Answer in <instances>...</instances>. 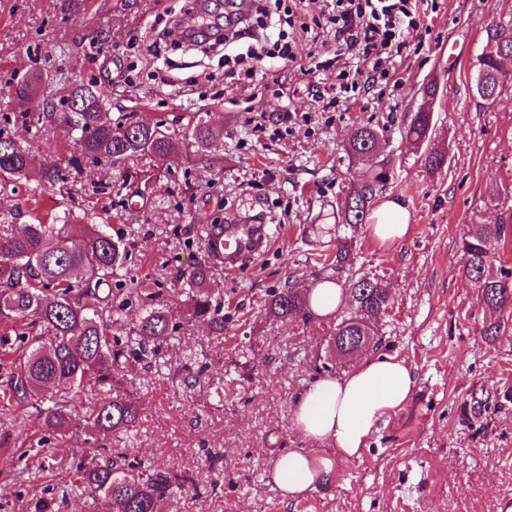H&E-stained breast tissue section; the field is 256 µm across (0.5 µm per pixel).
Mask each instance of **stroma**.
<instances>
[{
  "instance_id": "stroma-1",
  "label": "stroma",
  "mask_w": 512,
  "mask_h": 512,
  "mask_svg": "<svg viewBox=\"0 0 512 512\" xmlns=\"http://www.w3.org/2000/svg\"><path fill=\"white\" fill-rule=\"evenodd\" d=\"M203 10L222 15L228 0H138L130 14L116 0H90L78 15L60 13L55 0H0V116L9 118L0 134L31 146L42 163L67 165L77 132L19 119L50 99L65 109L50 84L25 103L11 98L31 70L96 80L116 122L155 115L179 128L201 117L224 130L204 153L183 139L167 166L141 164L151 189L133 208L114 188L111 166L87 158L63 185L33 176L0 193V224H48L68 208L108 225L129 251L113 288H147L172 301L173 337L120 376L121 391L140 405L128 433L132 455L202 475L178 512H512V319L495 342L483 339L484 310L462 251L480 225H512V58L496 102L475 93L490 34L512 28V0H420L419 29L391 55V83L365 85L327 110L319 96L335 92L336 75L309 71L305 58L231 85L223 52L202 56L158 39L184 13ZM89 29L106 32V44L83 42ZM430 82L438 88L430 144L447 155L434 173L407 138ZM362 125L379 130L377 158L388 171L376 203L399 200L410 212L412 231L395 243H380L368 225L338 221L362 172L347 151ZM245 220L264 225L269 243L237 270L213 268L208 287L224 301L218 334L192 316L181 273L205 259V226ZM341 241L352 264L337 283L365 275L391 292L376 325L381 344L360 359H403L417 382L408 402L378 423L361 458L336 457L331 486L286 503L269 470L278 452L301 444L295 399L358 359L329 352L349 304L306 324L269 318L265 302L285 284L303 291L322 282L320 258ZM10 381L9 366L0 365V512H26L46 482L66 485L74 464L119 441L89 433L87 391L71 404L75 425L45 434L35 408L11 399ZM480 391L488 398L475 417Z\"/></svg>"
}]
</instances>
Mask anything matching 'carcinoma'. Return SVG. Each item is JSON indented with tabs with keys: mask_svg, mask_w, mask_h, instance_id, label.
<instances>
[{
	"mask_svg": "<svg viewBox=\"0 0 512 512\" xmlns=\"http://www.w3.org/2000/svg\"><path fill=\"white\" fill-rule=\"evenodd\" d=\"M502 56L479 58V70L488 76L492 90L502 93L506 75ZM50 80L42 75L17 81L12 88L19 102L37 91L38 83ZM64 99L81 103L79 112H57L53 104L42 113L24 112L29 123L43 126L61 119L79 132V155L68 161L77 170L81 159L100 160L127 184L130 166L140 159L168 160L174 151L173 137L166 124L153 117L129 125L112 122L105 110L101 91L94 82H74L62 87ZM433 115L413 113L407 136L417 146L429 140ZM224 137V130L202 119L185 133L197 151ZM379 131L360 126L349 140V152L359 159L368 156L367 147L378 145ZM38 171L41 180L54 186L65 180L56 166L41 167L35 151L17 145L0 135V185ZM386 178L385 169L371 170L360 188L352 190V207L340 213L343 224H366L370 220L376 186ZM506 236L504 224H482L475 234L463 240L464 275L480 293L489 314L512 309V270L495 273L491 258ZM128 250L102 224H83L77 220L61 224H27L20 232L0 228V320L21 323L19 344L5 352L13 374L12 396L21 402L39 399L47 390L58 401L37 408L46 428L56 434L68 430L72 422L67 403L78 392L90 388L102 395L94 406L87 427L94 436L107 437L128 430L138 417V407L117 387L119 373L129 358L141 361L154 352L155 343L169 338L177 325L172 323L170 306L160 294L149 292L142 298L143 316L132 328L135 338L120 346L117 332L125 327L114 296H100V286L111 285L112 276L127 260ZM349 250L342 245L335 259L324 258L323 270L343 271ZM212 274L206 262H198L183 276L195 286L190 296V311L209 321L218 333L224 332L223 304L212 299L204 288ZM347 292L351 311L336 325L333 338L338 354L352 357L357 346L374 342V325L390 305V293L377 279L360 276L349 280ZM268 313L279 319L311 317L309 296L294 288H283L267 302ZM197 486L195 479L178 473L161 472L131 457L130 449L109 448L102 458L77 469L70 485L59 490L46 485L29 502V512H60L68 497L85 496L104 501L117 512H172L177 493L185 485Z\"/></svg>",
	"mask_w": 512,
	"mask_h": 512,
	"instance_id": "cac0c4a2",
	"label": "carcinoma"
}]
</instances>
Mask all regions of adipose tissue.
Instances as JSON below:
<instances>
[{
    "instance_id": "obj_1",
    "label": "adipose tissue",
    "mask_w": 512,
    "mask_h": 512,
    "mask_svg": "<svg viewBox=\"0 0 512 512\" xmlns=\"http://www.w3.org/2000/svg\"><path fill=\"white\" fill-rule=\"evenodd\" d=\"M376 216L371 231L380 242L400 241L411 231L410 213L402 202H383ZM415 385L416 375L404 360L378 356L342 376L319 379L302 392L292 423L305 444L279 453L271 469L283 500L330 485L335 456L361 457L379 420L401 408ZM324 443L332 453L316 452V445Z\"/></svg>"
}]
</instances>
